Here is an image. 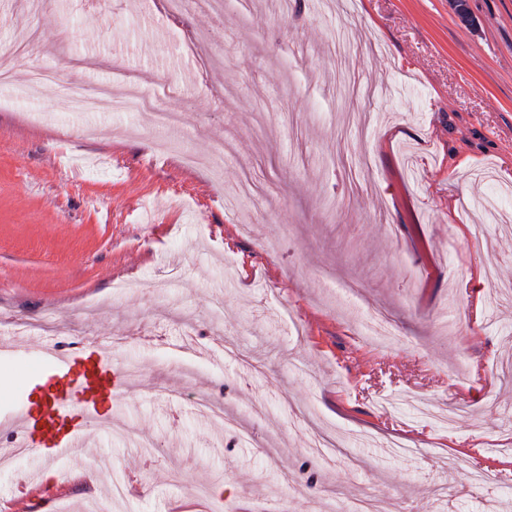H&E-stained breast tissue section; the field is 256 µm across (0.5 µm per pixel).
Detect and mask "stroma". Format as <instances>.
Wrapping results in <instances>:
<instances>
[{
	"label": "stroma",
	"instance_id": "stroma-1",
	"mask_svg": "<svg viewBox=\"0 0 512 512\" xmlns=\"http://www.w3.org/2000/svg\"><path fill=\"white\" fill-rule=\"evenodd\" d=\"M465 5L0 0V47L34 35L0 85V321L50 317L0 339L97 344L124 379L53 481L35 448L0 469V512H512V301L477 274L512 284V0ZM117 66L184 88L166 153L147 113L26 93ZM218 141L223 167L183 163ZM244 170L262 193L236 201ZM92 458L130 495L75 482Z\"/></svg>",
	"mask_w": 512,
	"mask_h": 512
}]
</instances>
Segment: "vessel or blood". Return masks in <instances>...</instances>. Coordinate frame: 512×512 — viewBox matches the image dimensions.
Masks as SVG:
<instances>
[{
	"mask_svg": "<svg viewBox=\"0 0 512 512\" xmlns=\"http://www.w3.org/2000/svg\"><path fill=\"white\" fill-rule=\"evenodd\" d=\"M33 371L24 374L26 392H40L39 406L24 402L10 420L27 448L42 451L45 467H54L68 455L88 431L97 413L100 398L112 397L123 381L112 359L96 346L77 351L45 344L38 349Z\"/></svg>",
	"mask_w": 512,
	"mask_h": 512,
	"instance_id": "vessel-or-blood-1",
	"label": "vessel or blood"
}]
</instances>
